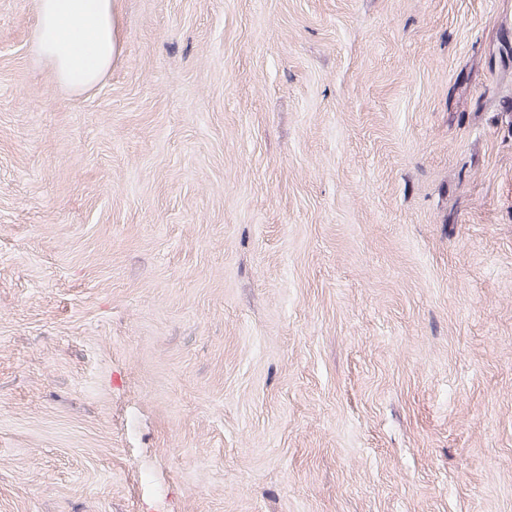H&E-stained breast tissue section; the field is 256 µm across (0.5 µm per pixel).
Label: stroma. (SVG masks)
<instances>
[{"label": "stroma", "mask_w": 512, "mask_h": 512, "mask_svg": "<svg viewBox=\"0 0 512 512\" xmlns=\"http://www.w3.org/2000/svg\"><path fill=\"white\" fill-rule=\"evenodd\" d=\"M0 0V512H512V0ZM35 25L55 80L72 91L93 87L121 53L116 0H35Z\"/></svg>", "instance_id": "1"}]
</instances>
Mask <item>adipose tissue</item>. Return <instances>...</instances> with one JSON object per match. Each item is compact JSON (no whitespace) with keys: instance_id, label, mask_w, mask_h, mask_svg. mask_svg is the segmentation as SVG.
Wrapping results in <instances>:
<instances>
[{"instance_id":"adipose-tissue-1","label":"adipose tissue","mask_w":512,"mask_h":512,"mask_svg":"<svg viewBox=\"0 0 512 512\" xmlns=\"http://www.w3.org/2000/svg\"><path fill=\"white\" fill-rule=\"evenodd\" d=\"M35 25L55 80L72 91L93 87L121 53L116 0H35Z\"/></svg>"}]
</instances>
